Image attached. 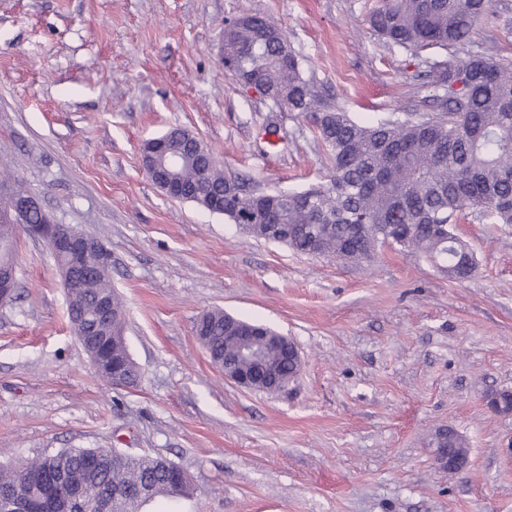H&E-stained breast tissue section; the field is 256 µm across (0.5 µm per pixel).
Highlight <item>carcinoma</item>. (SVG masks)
<instances>
[{"label":"carcinoma","mask_w":512,"mask_h":512,"mask_svg":"<svg viewBox=\"0 0 512 512\" xmlns=\"http://www.w3.org/2000/svg\"><path fill=\"white\" fill-rule=\"evenodd\" d=\"M511 11L507 3L493 8L492 0H379L368 22L391 45L424 52L462 45L478 27L494 28ZM424 63L426 99L435 114L363 125L304 77L301 59L281 28L257 14L225 19L224 69L239 81L256 83L284 109L313 115L331 175L325 187L265 196L226 176L217 163L201 171L193 145L172 128L170 147L181 154L189 195L206 210L207 196L224 194V216L246 226V235L271 241L279 234L284 245L304 255L359 263L372 260L380 247L397 245L419 253L451 279L467 278L475 259L453 233L459 216L475 213L488 224H512V60L474 54L448 61L427 57ZM28 196L19 183L0 181V241L10 246L16 225L44 221L37 208L17 213ZM64 292L75 334L98 337L105 351L97 372L112 378L125 312L111 272L93 268ZM103 298L113 306L109 323L97 319ZM229 324L222 310L206 313L211 357L250 369L252 363L237 359L239 333ZM260 352L259 369L281 382L298 374L282 343L266 344ZM58 470L69 474L86 504L105 495L112 512H142L150 502L177 500L190 491L189 482L166 471L158 458L72 449L0 472V512H11L7 505L16 485L42 494L46 475ZM132 485L150 491L138 498L127 493Z\"/></svg>","instance_id":"carcinoma-1"}]
</instances>
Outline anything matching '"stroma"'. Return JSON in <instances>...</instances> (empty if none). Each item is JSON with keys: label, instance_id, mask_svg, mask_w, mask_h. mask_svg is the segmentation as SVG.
Masks as SVG:
<instances>
[{"label": "stroma", "instance_id": "stroma-1", "mask_svg": "<svg viewBox=\"0 0 512 512\" xmlns=\"http://www.w3.org/2000/svg\"><path fill=\"white\" fill-rule=\"evenodd\" d=\"M373 0H0V175L112 254V285L141 378L113 387L67 315L47 245L16 233L14 298L0 304V467L71 448L161 457L188 475L177 512H512V224L462 216L477 260L448 279L385 246L342 263L243 234L165 196L142 146L193 133L249 188L325 184L312 115L273 112L220 61L227 17H269L304 74L356 122L429 108L414 51L369 26ZM512 58V24L438 59ZM276 123L277 136L264 128ZM292 340L300 371L265 393L225 379L193 332L212 309ZM444 425L469 443L434 462ZM437 430L434 432L432 439L430 441V445H432L434 449V461L435 463L442 469L448 471H455L456 467L461 466V460L458 458H450L443 454L445 450L443 448H458L460 451L465 454H469V446L466 439L458 433L455 429L448 430V436L444 442L443 448H438V439L435 437Z\"/></svg>", "mask_w": 512, "mask_h": 512}]
</instances>
